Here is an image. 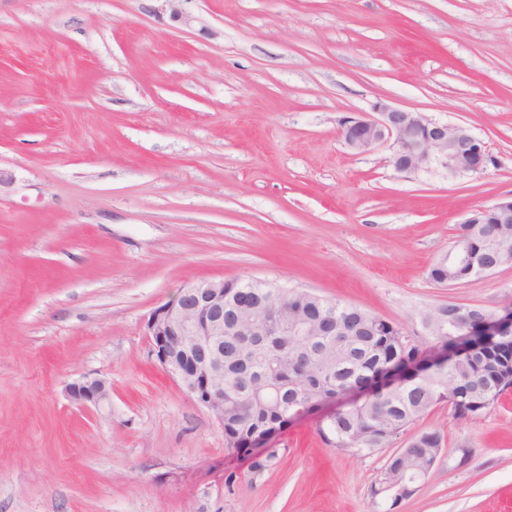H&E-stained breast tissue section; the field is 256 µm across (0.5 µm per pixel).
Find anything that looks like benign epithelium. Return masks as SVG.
I'll return each instance as SVG.
<instances>
[{
    "label": "benign epithelium",
    "mask_w": 512,
    "mask_h": 512,
    "mask_svg": "<svg viewBox=\"0 0 512 512\" xmlns=\"http://www.w3.org/2000/svg\"><path fill=\"white\" fill-rule=\"evenodd\" d=\"M346 145L365 153L391 143L393 164L401 172H415L437 163L466 173H479L483 165L480 138L468 129L435 122L425 115L379 101L372 113L350 117L341 125ZM497 223H512V196L492 205ZM150 352L160 366L219 422L224 423V380L190 381L177 352L185 337L195 336L203 348L202 360L218 362L224 343V281L191 284L158 307L147 322ZM69 402L82 409H99L110 401L111 388L103 378L85 377L66 387ZM388 487L399 498L419 488L416 480L393 478Z\"/></svg>",
    "instance_id": "benign-epithelium-1"
}]
</instances>
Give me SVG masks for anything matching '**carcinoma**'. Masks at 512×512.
Returning <instances> with one entry per match:
<instances>
[{"instance_id":"obj_1","label":"carcinoma","mask_w":512,"mask_h":512,"mask_svg":"<svg viewBox=\"0 0 512 512\" xmlns=\"http://www.w3.org/2000/svg\"><path fill=\"white\" fill-rule=\"evenodd\" d=\"M462 224L429 276L444 286L468 282L492 265L512 264V223ZM296 313L321 334L310 341L276 336L273 307ZM425 329L440 359L421 357V345L386 319L357 305L288 288H257L250 281L224 282V325L250 321L267 335L246 341L224 337V443L228 453L256 445L255 437L288 427L289 408L318 402L356 387L379 388L395 374L404 385L395 394H374L319 425L323 440L338 450L371 454L390 448L407 429L441 405L454 415L481 414L512 388V312L479 307L462 316L457 305L438 308ZM443 437L412 436L389 457L385 469L403 475L433 468Z\"/></svg>"}]
</instances>
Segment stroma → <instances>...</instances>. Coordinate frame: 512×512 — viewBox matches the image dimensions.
Listing matches in <instances>:
<instances>
[{
  "instance_id": "stroma-1",
  "label": "stroma",
  "mask_w": 512,
  "mask_h": 512,
  "mask_svg": "<svg viewBox=\"0 0 512 512\" xmlns=\"http://www.w3.org/2000/svg\"><path fill=\"white\" fill-rule=\"evenodd\" d=\"M0 0V512H376L390 454L291 424L275 465L150 353L181 288L261 279L419 336L454 301L512 303V267L428 277L474 210L512 194V0ZM459 125L481 173L401 172L343 117L378 101ZM112 387L104 409L65 394ZM440 458L394 512H512V397L434 409ZM466 465H459L462 449ZM69 402L82 409H100L110 401L111 388L103 378L85 377L66 387Z\"/></svg>"
}]
</instances>
